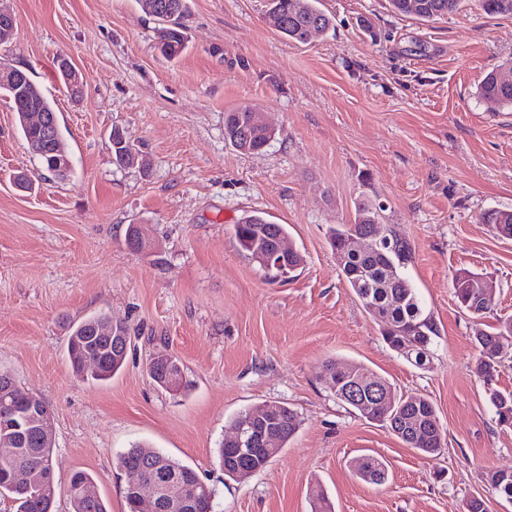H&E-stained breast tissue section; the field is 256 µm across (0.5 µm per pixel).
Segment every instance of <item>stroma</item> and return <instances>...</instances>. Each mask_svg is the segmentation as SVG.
<instances>
[{"mask_svg": "<svg viewBox=\"0 0 512 512\" xmlns=\"http://www.w3.org/2000/svg\"><path fill=\"white\" fill-rule=\"evenodd\" d=\"M16 34L0 48L54 104L74 174L41 180L17 116L0 99V370L53 413L55 512H70L71 474L93 478L109 512H127L117 456L136 444L193 467L215 512H310L322 486L335 512H488L512 502L485 482L512 468V429L499 426L474 373V328L512 317V239L482 216L512 210V108L476 87L512 60V15L461 0L430 22L389 0H320L333 18L308 44L273 32L268 0H190L185 48L158 49L160 22L140 0H0ZM67 56L85 77L72 101L56 71ZM249 105L275 129L262 151L224 140V114ZM120 127L146 160L121 167ZM27 174L33 187L15 180ZM375 202L414 258L406 275L439 329L417 367L390 349L340 273L331 228ZM258 212L288 227L304 262L274 280L243 252L233 226ZM145 225L152 246L126 244ZM483 274L490 312L462 310L457 271ZM105 312L129 327L111 380L77 378L71 326ZM175 357L189 387L151 378ZM350 362L435 406L447 445L422 457L384 425L336 402L326 367ZM279 401L301 425L243 482L226 480L217 449L244 409ZM373 455L386 484L355 473Z\"/></svg>", "mask_w": 512, "mask_h": 512, "instance_id": "stroma-1", "label": "stroma"}]
</instances>
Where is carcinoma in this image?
I'll use <instances>...</instances> for the list:
<instances>
[{
  "label": "carcinoma",
  "instance_id": "cac0c4a2",
  "mask_svg": "<svg viewBox=\"0 0 512 512\" xmlns=\"http://www.w3.org/2000/svg\"><path fill=\"white\" fill-rule=\"evenodd\" d=\"M411 1L420 3V7H410ZM153 2L161 8L155 15L162 22L164 31L160 37V51L164 56L174 58L184 49L183 29L189 13V0ZM460 2L390 0L397 12L413 15L424 22L454 11ZM316 3L318 0H269L267 15L280 20L278 34L304 44L312 31L326 32L334 27L333 18L318 8ZM481 6L489 14H512V0H481ZM478 93L484 98L512 106V63L488 73L481 81ZM2 95L9 99L10 107L16 112L23 138L31 151L36 153L41 168L56 180L68 179L73 169L61 135L57 134L47 141L40 129L30 124L28 119L30 110L55 114L49 99L31 81L19 90L9 83L0 82ZM252 112L253 108L244 105L224 113V137L238 151L243 149L248 153L275 137V134L251 125ZM112 153L120 166L146 167V161L139 159L131 146L114 148ZM487 223L494 225L500 236L512 237V211H494L487 216ZM355 233L375 235L374 246L362 252L349 250L348 242ZM234 235L240 248L262 268L273 273L275 278L288 277L303 263V255L296 250L288 254L280 268L269 266L265 260L275 244L288 236L284 224H271L257 214L247 215L234 225ZM330 244L337 254L343 256L341 273L364 309L375 320L386 344L407 361L419 367L426 365L434 337L439 332L432 314L424 309L416 289L405 274V269L413 260L410 240L394 229L390 230V236L383 237L376 224V207L363 199L356 205L354 223L339 224L332 229ZM479 280L478 274L463 271L457 273L452 281L459 304L477 316L487 313L493 306L484 298ZM127 337V326L112 321L108 314L102 312L74 324L68 340V356L75 374L87 381L106 382L112 379L125 363ZM511 339L512 319L501 322L500 327L491 332L479 328L474 331V343L479 351L475 372L487 387L488 399L498 423L508 428H512V391H500L493 387V382L500 371L498 356L501 346ZM327 370L331 373V388L339 403L368 420L385 424L402 442L425 457L437 455L443 450L446 445L445 433L436 409L428 399L397 393L385 378L362 365L344 368L342 364L333 362L327 366ZM153 378L163 389L171 387L177 391L185 387L181 367L175 359L154 362ZM356 378L367 387H379L387 399H375L369 394L360 397L356 403L345 399L343 389ZM0 408L18 412L29 410L27 394L16 387L14 378L6 371H0ZM263 409L274 419L278 445L242 455L236 451L235 442L224 438L218 448V459L224 465L226 479L240 482L243 477L266 469L297 432L299 421L295 411L276 401L239 412L229 421L228 428L241 427ZM46 453L47 449L36 438L34 423L31 424L27 443H17L9 453H0V495L7 494L13 499L16 512H52L53 500L14 485L7 475L9 469L14 472L36 470ZM117 462L138 470L143 480L159 484L162 500H167L173 493L188 500L189 507L179 512H213L214 495L197 497L193 494L196 471L168 454L148 446L134 445L121 453ZM357 475L367 483L382 485L388 478V471L381 459L368 455L360 463ZM485 481L500 496L512 499V469L490 471L486 473ZM91 485L93 479L89 474L77 471L71 475V512H108L101 498L87 499L80 494V488Z\"/></svg>",
  "mask_w": 512,
  "mask_h": 512
}]
</instances>
